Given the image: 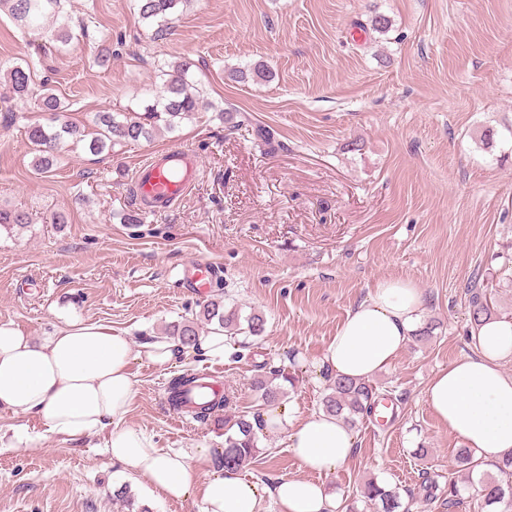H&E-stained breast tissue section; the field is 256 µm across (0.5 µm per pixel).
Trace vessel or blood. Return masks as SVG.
I'll list each match as a JSON object with an SVG mask.
<instances>
[{"instance_id":"b4317fda","label":"vessel or blood","mask_w":512,"mask_h":512,"mask_svg":"<svg viewBox=\"0 0 512 512\" xmlns=\"http://www.w3.org/2000/svg\"><path fill=\"white\" fill-rule=\"evenodd\" d=\"M200 175L197 158L189 149L176 147L157 152L136 172L132 193L140 207L160 211L178 204ZM216 275L208 262L193 260L184 265L180 273L183 287L197 290L209 288ZM224 384L218 376L202 374L194 386L187 389L184 398L195 403L222 390Z\"/></svg>"}]
</instances>
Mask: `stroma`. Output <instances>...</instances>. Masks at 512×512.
Segmentation results:
<instances>
[{
    "label": "stroma",
    "mask_w": 512,
    "mask_h": 512,
    "mask_svg": "<svg viewBox=\"0 0 512 512\" xmlns=\"http://www.w3.org/2000/svg\"><path fill=\"white\" fill-rule=\"evenodd\" d=\"M88 35L37 47L0 11V61L23 59L35 84L66 106L60 121L94 136L98 112L142 110L164 82L158 67L186 64L207 101L235 109L229 130L215 112L101 154L59 145L51 172L34 169L25 136L48 116L33 100L0 96V208L32 222L0 233V325L40 341L65 320L162 338L191 317L202 295L177 273L212 263L209 295L241 316L265 319L261 339L238 331L237 351L213 360L186 351L171 364L138 359L127 424L158 448H224V422H178L169 381L207 370L235 390L243 414L266 412L253 387L261 363L295 376L283 403L293 416L320 410L328 387L319 362L348 310L382 279L412 280L425 295L429 341L408 342L379 373L394 413L358 420L355 452L321 480L341 503L370 477L398 488L407 512H482L458 473L463 443L429 410L425 389L472 350L469 292L491 286L499 316L512 317V0H191L170 35L154 38L136 0H65ZM390 18L386 33L371 16ZM112 55L96 61L100 45ZM265 62L273 78L237 82L228 71ZM274 129L280 148L255 131ZM184 147L201 176L182 202L144 212L130 193L154 152ZM135 223H128V216ZM104 437L64 439L33 415L0 411V512H117L130 485L149 512H201L199 499L149 493L103 451ZM246 476L270 485L307 477L284 431L259 433ZM461 483V503L429 499V484Z\"/></svg>",
    "instance_id": "1"
}]
</instances>
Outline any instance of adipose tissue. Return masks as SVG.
<instances>
[{
	"mask_svg": "<svg viewBox=\"0 0 512 512\" xmlns=\"http://www.w3.org/2000/svg\"><path fill=\"white\" fill-rule=\"evenodd\" d=\"M425 309L422 289L403 278L378 281L351 308L321 359L331 377L368 380L391 367L416 333ZM474 347L430 379L426 403L475 459L494 463L512 456V376L501 364L512 358V319L491 318L470 328ZM175 339L134 344L128 331L76 321L36 341L0 326V410L36 415L45 433L60 437L104 435L106 453L145 488L175 500L198 496L202 512H336L334 493L308 479L267 486L231 471H208L205 448L163 451L142 430L126 425L136 395L131 372L143 357L164 366L178 352ZM265 423L287 432L295 457L308 470L332 473L354 452V435L336 416L316 412L298 420L289 411ZM203 481H196L197 471Z\"/></svg>",
	"mask_w": 512,
	"mask_h": 512,
	"instance_id": "ef3b65f1",
	"label": "adipose tissue"
}]
</instances>
